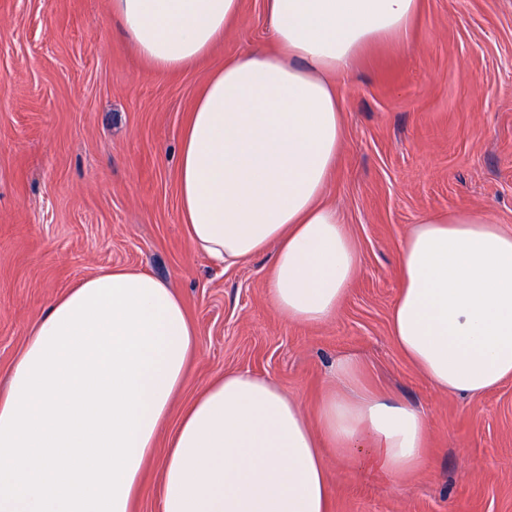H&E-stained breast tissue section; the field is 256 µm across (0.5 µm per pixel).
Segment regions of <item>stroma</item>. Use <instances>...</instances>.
<instances>
[{
	"instance_id": "35a3bbf8",
	"label": "stroma",
	"mask_w": 512,
	"mask_h": 512,
	"mask_svg": "<svg viewBox=\"0 0 512 512\" xmlns=\"http://www.w3.org/2000/svg\"><path fill=\"white\" fill-rule=\"evenodd\" d=\"M266 41L263 0L198 65L155 74L109 0H0V386L37 316L111 267L164 279L197 330L180 415L216 375L248 370L315 413L336 359L424 411L429 464L398 486L327 464L331 512H512V379L438 391L389 331L414 224L468 209L512 227V0H420L405 42L337 76L343 141L325 190L360 252L336 315L288 322L266 288L271 253L226 270L191 247L178 198L186 118L210 74Z\"/></svg>"
}]
</instances>
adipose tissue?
Wrapping results in <instances>:
<instances>
[{
  "label": "adipose tissue",
  "mask_w": 512,
  "mask_h": 512,
  "mask_svg": "<svg viewBox=\"0 0 512 512\" xmlns=\"http://www.w3.org/2000/svg\"><path fill=\"white\" fill-rule=\"evenodd\" d=\"M152 70L190 68L241 0H110ZM267 46L225 62L180 142L192 248L233 266L273 249L267 288L289 322L335 317L360 263L323 200L343 137L337 75L405 39L419 0H264ZM390 335L443 391L512 378V229L470 210L416 224L399 255ZM197 351L180 297L151 274L104 270L57 296L0 390V512H133L166 437L159 512H330L326 453L404 484L428 463L429 419L362 381L351 356L314 417L269 379L230 371L172 420Z\"/></svg>",
  "instance_id": "obj_1"
}]
</instances>
